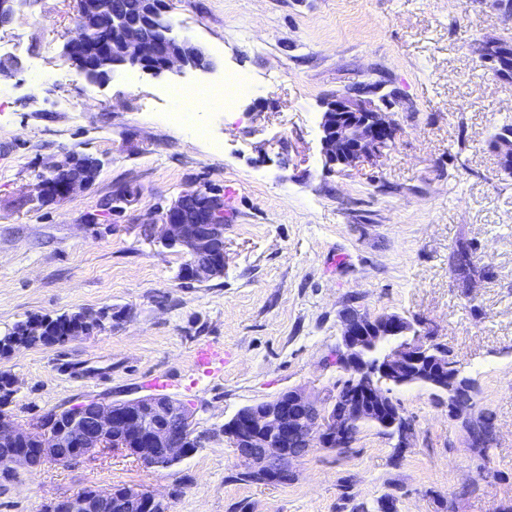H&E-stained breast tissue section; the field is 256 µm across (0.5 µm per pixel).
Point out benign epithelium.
<instances>
[{
    "label": "benign epithelium",
    "instance_id": "benign-epithelium-1",
    "mask_svg": "<svg viewBox=\"0 0 512 512\" xmlns=\"http://www.w3.org/2000/svg\"><path fill=\"white\" fill-rule=\"evenodd\" d=\"M168 9V0H144L141 14L130 18L122 14L116 0H78L76 33L64 45V56L86 81L97 85L110 79L117 57L122 64L150 74L213 68L204 49L187 37L170 31L162 41L146 37L151 20ZM158 55L162 57L160 65L146 66ZM479 55L482 63L499 75L512 71V39L508 37L483 42ZM368 94L369 90L358 88L338 93L325 103L319 124L321 155L325 166L339 173L366 163L377 164L395 144L398 125L390 117L394 102L388 99L385 108H378L366 98ZM58 172L66 176L56 186L51 176ZM89 185L81 168L59 162L51 167L50 175L38 179L37 197L63 202ZM202 196L201 192L181 194L144 220L152 225L158 243L177 248L188 257L180 276L197 282L209 280L213 271L224 265V254L215 250L218 227L224 226V204L213 201L205 209L195 206ZM450 267L459 293L475 298L476 288L485 280L478 263H472L469 271H460L452 257ZM336 360L358 391L348 403H339L337 389L329 386L316 393L288 390L238 410L240 422L228 430L224 442L234 449L240 473L260 484H288L295 478V465L314 444L337 451L353 447L363 420L385 426L393 447H412L414 425L384 383L403 385L415 369L430 384L433 399L448 408V418L459 424L467 447L494 448L498 444L496 423L488 421L484 411L476 410V380L422 322L398 314L372 316L347 309L342 313ZM171 418L178 420L184 436L199 447L203 445L205 436L196 433L188 406L174 397L150 395L126 401L97 399L92 424L73 414L67 425L54 432L44 417L20 428L2 415L0 443L18 438L51 441L40 448L10 449L6 463L15 471L30 473L45 461L70 463L57 453L61 446L72 448L73 456L80 459L101 449L117 450L145 467L156 468L161 455L178 463L191 454V449L171 444V433L164 425ZM61 502L70 512H97L105 505L116 512H154L163 499L136 487L122 495L113 487L49 500L53 506Z\"/></svg>",
    "mask_w": 512,
    "mask_h": 512
}]
</instances>
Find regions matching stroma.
<instances>
[{
	"label": "stroma",
	"mask_w": 512,
	"mask_h": 512,
	"mask_svg": "<svg viewBox=\"0 0 512 512\" xmlns=\"http://www.w3.org/2000/svg\"><path fill=\"white\" fill-rule=\"evenodd\" d=\"M75 0H25L0 28V336L35 317L122 311L90 335L0 356L21 427L81 401L152 394L154 377L188 404L207 440L169 468L105 452L47 461L0 489V512H41L59 495L137 485L169 512H500L512 503V176L488 141L512 121V80L476 43L512 34L499 0H173L174 31L204 48L210 72L117 69L88 83L63 55ZM251 81L226 110L177 101L176 87L225 73ZM365 83L394 100L399 132L375 165L350 174L321 156L323 102ZM103 159L94 183L61 203L35 198L67 152ZM124 213L101 211L121 186ZM219 193L228 208L224 274L179 279L183 253L150 241L139 217L180 194ZM97 223H86L87 214ZM492 275L475 299L452 286L459 240ZM424 322L476 378L499 441L481 458L429 389L393 396L415 423L412 448L362 427L346 453L311 448L281 486L236 480L224 423L292 388L337 375L343 310ZM221 350L206 373L197 347ZM498 479L477 481L481 466ZM477 489L461 495L468 480Z\"/></svg>",
	"instance_id": "35a3bbf8"
}]
</instances>
